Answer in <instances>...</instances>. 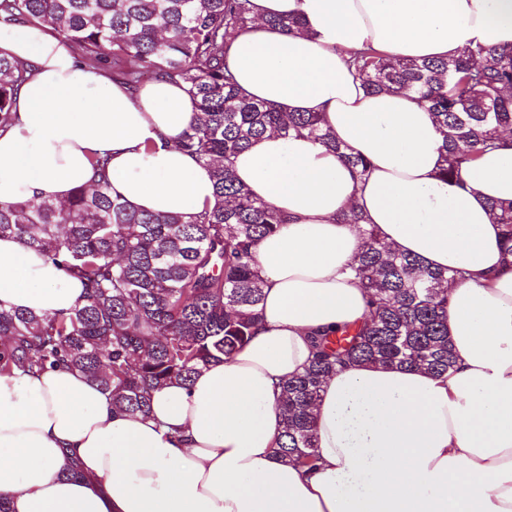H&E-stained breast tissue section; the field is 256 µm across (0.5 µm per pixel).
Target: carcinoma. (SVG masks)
<instances>
[{"instance_id": "1", "label": "carcinoma", "mask_w": 512, "mask_h": 512, "mask_svg": "<svg viewBox=\"0 0 512 512\" xmlns=\"http://www.w3.org/2000/svg\"><path fill=\"white\" fill-rule=\"evenodd\" d=\"M251 0H0V19L43 24L92 70L137 89L148 78L183 85L197 113L181 148L213 165L217 202L187 221L135 210L112 197L100 175L58 202L0 204V237L12 236L61 263L82 281L85 302L69 315L0 311V374L67 365L112 393L119 411L143 414L151 392L187 382L198 367L231 357L260 318L263 281L254 248L282 217L253 197L231 158L276 131L308 135L361 176L370 162L336 141L317 112H280L242 92L227 64L236 37L253 23ZM367 92L410 89L444 139L439 177L512 132V48L477 45L442 59H396L371 46L350 53ZM30 66L0 49V124L9 120ZM512 255V202L490 205ZM356 277L372 318L322 336L309 366L288 381L277 454L317 468L314 407L324 379L353 363L416 367L443 375L454 366L448 338V272L383 246L361 230Z\"/></svg>"}]
</instances>
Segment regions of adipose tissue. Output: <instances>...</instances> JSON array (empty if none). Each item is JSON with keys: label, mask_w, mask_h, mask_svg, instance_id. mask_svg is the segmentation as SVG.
I'll list each match as a JSON object with an SVG mask.
<instances>
[{"label": "adipose tissue", "mask_w": 512, "mask_h": 512, "mask_svg": "<svg viewBox=\"0 0 512 512\" xmlns=\"http://www.w3.org/2000/svg\"><path fill=\"white\" fill-rule=\"evenodd\" d=\"M251 2L256 21L227 57L240 87L278 110L320 113L370 160L369 176L355 180L306 136L271 132L239 153L236 180L286 218L255 248L263 301L250 341L154 390L145 414L118 411L68 367L0 375V498L9 512H512V265L489 210L512 201V133L443 181V138L416 95L366 92L348 56L510 47L512 0ZM271 16L303 26L273 28ZM0 48L32 69L0 130V204L66 198L104 157L113 196L134 209L189 219L214 206L211 166L179 148L195 113L183 88L82 72L41 24L0 23ZM353 206L389 249L457 270L455 366L358 364L328 377L307 472L276 453L280 403L314 337L370 316L349 268L362 242L361 224L343 220ZM85 293L43 253L0 238V310L66 315Z\"/></svg>", "instance_id": "obj_1"}]
</instances>
